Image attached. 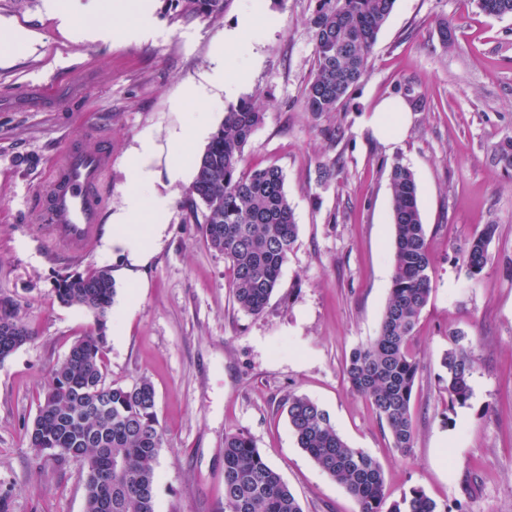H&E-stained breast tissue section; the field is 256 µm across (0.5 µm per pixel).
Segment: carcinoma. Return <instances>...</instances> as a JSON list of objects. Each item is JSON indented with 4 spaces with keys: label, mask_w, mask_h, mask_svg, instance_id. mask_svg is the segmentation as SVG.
<instances>
[{
    "label": "carcinoma",
    "mask_w": 512,
    "mask_h": 512,
    "mask_svg": "<svg viewBox=\"0 0 512 512\" xmlns=\"http://www.w3.org/2000/svg\"><path fill=\"white\" fill-rule=\"evenodd\" d=\"M226 0H166L185 20H216ZM309 19L314 65L301 95L316 117L339 111L350 90L367 74L369 55L396 0H312ZM490 16L512 15V0H473ZM264 118L256 94L227 107L224 122L196 161L189 188L193 211H202L206 243L230 261L229 288L239 310L260 314L278 287L282 267L298 237V224L275 165L244 167V150ZM497 164L512 170V136L493 148ZM394 266L378 334L354 349L345 366L350 390L364 398L388 430L393 448L408 456L416 436L411 401L420 364L411 340L432 292L433 265L413 172L395 162L389 172ZM498 225L486 224L462 253L467 275L476 278L490 261L489 245ZM59 302L91 313L90 329L51 370L38 396V412L26 427L28 446L65 464L82 460L84 512H155V466L165 441L153 384L140 378L130 385L108 380L107 323L116 295L111 271L76 272L58 280ZM32 339L14 305L0 302V362ZM441 358L448 408L471 396L474 361L465 334L448 333ZM289 425L298 447L328 476L343 485L358 512H447L417 487L389 501L383 471L369 453L350 447L329 413L304 395L288 399ZM114 462L112 510L104 507L102 474ZM222 512H303L282 479L240 430L224 433Z\"/></svg>",
    "instance_id": "obj_1"
}]
</instances>
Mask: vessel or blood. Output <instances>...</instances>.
<instances>
[{
    "instance_id": "vessel-or-blood-1",
    "label": "vessel or blood",
    "mask_w": 512,
    "mask_h": 512,
    "mask_svg": "<svg viewBox=\"0 0 512 512\" xmlns=\"http://www.w3.org/2000/svg\"><path fill=\"white\" fill-rule=\"evenodd\" d=\"M111 169L108 140H101L94 149L79 138L65 144L36 211L38 220L46 224L51 247L79 259L96 243L105 212L99 190Z\"/></svg>"
}]
</instances>
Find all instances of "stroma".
I'll return each mask as SVG.
<instances>
[{"label":"stroma","mask_w":512,"mask_h":512,"mask_svg":"<svg viewBox=\"0 0 512 512\" xmlns=\"http://www.w3.org/2000/svg\"><path fill=\"white\" fill-rule=\"evenodd\" d=\"M0 0V300L12 301L33 333L0 363V512H83L79 465L59 466L29 448L25 427L53 366L93 324L59 304L58 278L111 270L117 296L107 323L108 378L154 385L166 445L156 464L155 512H221L224 433L246 432L299 499L304 512H358L346 489L298 447L286 407L317 402L350 447L382 465L391 498L418 487L440 506L512 512V170L492 150L512 135V15L479 13L470 0H396L366 77L332 119L300 106L311 74V0H228L218 20L174 17L164 0ZM149 11L157 37L89 41L87 19L118 29ZM272 13L277 23L269 24ZM260 22L236 63L250 74L239 97L261 95L265 116L245 149L247 167L278 166L298 224L295 247L264 311L238 309L232 271L205 242L190 212L189 181L167 168H193L199 149L177 154L175 132L209 116L218 128L230 98L214 46L245 15ZM446 18L456 46L444 49ZM90 65L94 83L61 109L33 111L23 85L65 81ZM194 84L200 104L183 102ZM423 99L403 138L386 143L369 121L386 98ZM341 132L336 145L320 133ZM112 140L108 211L131 180L139 139L151 134L156 190L171 195L166 229L147 263L108 248L111 220L75 262L48 247L35 217L51 160L89 129ZM414 173L433 261V290L412 340L420 362L410 456L391 444L368 403L348 387L352 350L376 336L391 287L393 227L389 172ZM497 233L491 260L470 278L459 258L484 225ZM136 293L138 304L124 299ZM464 332L474 359L468 405L449 409L438 382L448 333Z\"/></svg>","instance_id":"35a3bbf8"}]
</instances>
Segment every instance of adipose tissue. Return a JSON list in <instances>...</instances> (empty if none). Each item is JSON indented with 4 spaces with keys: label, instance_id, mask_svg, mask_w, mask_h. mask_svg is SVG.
Returning <instances> with one entry per match:
<instances>
[{
    "label": "adipose tissue",
    "instance_id": "ef3b65f1",
    "mask_svg": "<svg viewBox=\"0 0 512 512\" xmlns=\"http://www.w3.org/2000/svg\"><path fill=\"white\" fill-rule=\"evenodd\" d=\"M408 107L398 99L384 100L371 120L374 133L387 142H397L408 124ZM155 145L143 137L133 165V184L124 195L119 210L112 216L113 247L136 258L148 257L164 226L160 219L167 211L169 197L153 193L154 173L150 161Z\"/></svg>",
    "mask_w": 512,
    "mask_h": 512
}]
</instances>
